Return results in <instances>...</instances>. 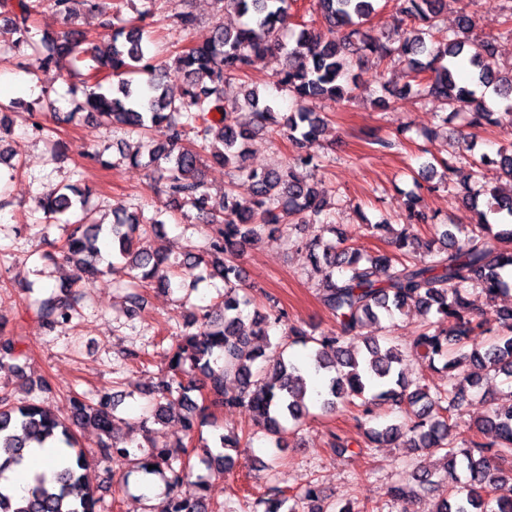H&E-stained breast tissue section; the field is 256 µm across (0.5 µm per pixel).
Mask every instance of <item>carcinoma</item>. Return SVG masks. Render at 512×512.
Segmentation results:
<instances>
[{"mask_svg": "<svg viewBox=\"0 0 512 512\" xmlns=\"http://www.w3.org/2000/svg\"><path fill=\"white\" fill-rule=\"evenodd\" d=\"M377 0H314L315 13L324 28L300 24L294 45L283 42L288 30L291 0H224V10L245 16L237 29L218 24L210 39L178 53L174 65L183 75L174 92L158 74L155 59L138 26H119L107 49L80 48L67 33L44 39L46 67L64 61L79 71L88 69L117 78L111 91L89 93L83 109L107 125H120L148 134L158 128L164 140H149L148 164L158 165L164 188L176 207L196 211V221L206 228L205 255L188 254L185 262H173L169 254L142 245V236L159 230L166 220L127 213L111 224L91 219L83 205L85 192L74 185L62 186L38 207L49 220L68 215L73 230L61 248L40 255L48 263L58 260L78 265L79 274L91 278L127 273L146 288L170 290L173 286L194 290L193 271L204 266L207 277L224 282V297L186 324L173 348L170 375L147 390L151 397L148 419L164 424L173 410L185 414L179 422L187 438L196 430L197 416L207 403L225 404L246 413L284 448L281 434L287 425L300 427L317 406L325 412L354 407L365 421L374 409L388 404L400 413L398 422L370 427L369 442L386 446L402 440L428 457L445 460L438 471L422 467L411 476L422 490L440 488L433 512H512V402L491 408L464 435L455 429L453 416L467 391L479 385L480 372L512 378V306L497 309L501 332L492 336L470 308L469 291H478L493 305L512 289L506 271L512 268V187L502 191L471 186L484 168L499 170L512 183V143L496 152L483 153L470 162L472 172L462 180V203L470 205L474 224H446L437 237L424 240L414 228L423 221L416 212L418 196L409 195L408 224L389 238L390 251L363 253L348 243L336 225L329 223L318 185L301 170L318 167L315 154L306 147L318 141L325 118L313 111V103L327 99L338 105L355 98L354 68L363 58L398 57L405 62L413 82L400 88L424 99H435L453 108L460 103L472 112L458 139L461 150H472L473 130L485 126L512 133V72L494 69L495 40L469 37L471 8L476 0H459L458 30L453 34L439 26L447 0H396L402 21L412 26L391 33H371L365 28ZM96 7V0H17V9L1 12L5 34L0 53L21 48L40 49L27 21L32 11L49 6L69 18L76 6ZM283 57L276 71L277 84L291 95L294 109L275 111L271 102L259 104L257 92L245 91L254 108L242 126L234 118L236 108L224 104V81L247 75L255 56ZM493 88L506 101L503 111L491 109L481 88ZM275 129L299 148L286 164L257 170L240 164L250 145L263 131ZM201 140L189 145L191 138ZM232 168L252 185V197L241 203L232 187L216 199L202 178L207 163ZM489 194L488 210L479 208L478 197ZM316 227L304 243L313 269L323 283L320 302L333 317L336 331L314 336L288 320V313L268 298V311H254L255 328L247 331L239 297L242 281L237 257L246 244L266 235L275 240L295 221ZM333 238L328 239L326 235ZM71 286L60 285V294L40 302L50 327L66 325L73 305L66 300ZM418 314L421 325L410 344L417 359L435 366L444 360L448 387L430 388L410 381L403 370L404 354L363 333L384 317ZM285 326V335L271 342L266 327ZM20 339L0 325V365L22 355ZM295 345L309 347L308 361L323 375V391L312 396L308 382L291 353ZM237 391L224 394L227 382ZM71 423L33 400L15 403L0 396V512H98V500L84 480L88 466L82 448L76 446L71 426L91 427L101 437L104 456L118 462L129 459L131 445L113 434V415L107 402H94L76 394L70 398ZM252 436L219 435L216 450L207 451L206 462L219 469L233 464L226 450L250 445ZM50 446L60 450L63 462L52 477L36 474L27 496L17 499L9 490L5 472L24 463L28 449ZM152 451L141 462V471L160 474L168 486L161 512H207L212 485L199 477L190 480L191 464L166 445L151 443ZM467 473L461 481L458 466ZM253 512H326L318 487L310 484L291 498L269 488L252 502Z\"/></svg>", "mask_w": 512, "mask_h": 512, "instance_id": "1", "label": "carcinoma"}]
</instances>
